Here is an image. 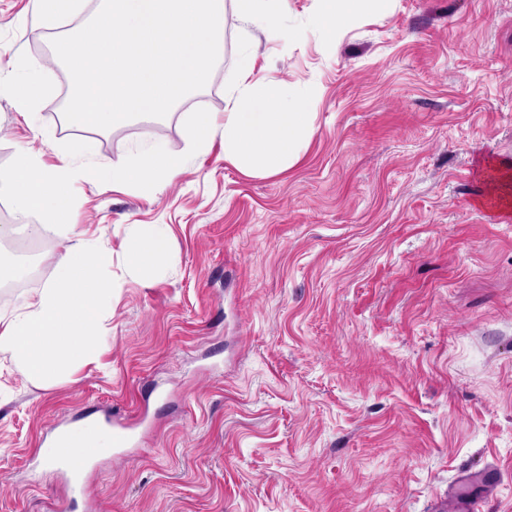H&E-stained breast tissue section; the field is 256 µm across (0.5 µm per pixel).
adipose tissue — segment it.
I'll use <instances>...</instances> for the list:
<instances>
[{
	"label": "adipose tissue",
	"instance_id": "1",
	"mask_svg": "<svg viewBox=\"0 0 512 512\" xmlns=\"http://www.w3.org/2000/svg\"><path fill=\"white\" fill-rule=\"evenodd\" d=\"M375 0H318L312 27L337 32L354 16L373 8ZM234 12L247 27L274 37H287L280 22L278 0H231ZM256 49L243 45V77L227 94L223 123L208 112L195 113L189 138L194 149H206L223 138L224 153L273 174L299 157L309 130L304 105L282 99L269 82L251 79ZM184 164L183 157L155 142L119 164L105 163L103 179L133 186L147 197L156 196L165 181ZM70 163L44 166L37 155H18L13 167L0 175L18 213H42L52 224L67 223L71 212L68 179ZM101 246L72 237L54 257L56 280L43 288L26 310L0 320V352L10 353L22 374L43 379L75 366L97 361L105 344L101 314L112 302V283L102 272Z\"/></svg>",
	"mask_w": 512,
	"mask_h": 512
}]
</instances>
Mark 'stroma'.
Returning a JSON list of instances; mask_svg holds the SVG:
<instances>
[{
  "mask_svg": "<svg viewBox=\"0 0 512 512\" xmlns=\"http://www.w3.org/2000/svg\"><path fill=\"white\" fill-rule=\"evenodd\" d=\"M101 5L47 25L36 0H0V172L73 155L70 221L112 282L97 363L39 382L0 352V512H432L490 468L473 492L512 512V192L496 172L512 163V0H378L335 35L311 27L317 0H284L296 36H259L252 76L312 116L273 175L188 141L239 81L229 7L207 88L161 119L68 131L50 43ZM20 71L43 75L34 129ZM158 140L186 162L157 197L97 184L93 167ZM1 224L24 269L0 285L9 318L68 237L4 191ZM148 226L169 250L139 272L128 246ZM89 419L136 437L76 488L43 450Z\"/></svg>",
  "mask_w": 512,
  "mask_h": 512,
  "instance_id": "stroma-1",
  "label": "stroma"
}]
</instances>
